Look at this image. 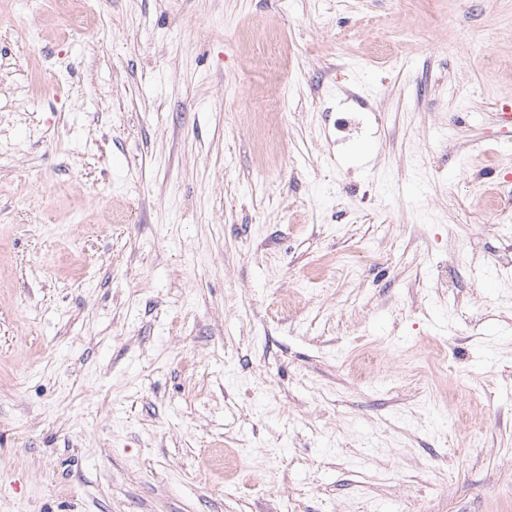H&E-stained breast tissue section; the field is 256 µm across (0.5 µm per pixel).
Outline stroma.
Instances as JSON below:
<instances>
[{"instance_id":"35a3bbf8","label":"stroma","mask_w":512,"mask_h":512,"mask_svg":"<svg viewBox=\"0 0 512 512\" xmlns=\"http://www.w3.org/2000/svg\"><path fill=\"white\" fill-rule=\"evenodd\" d=\"M0 0V512H512V0Z\"/></svg>"}]
</instances>
